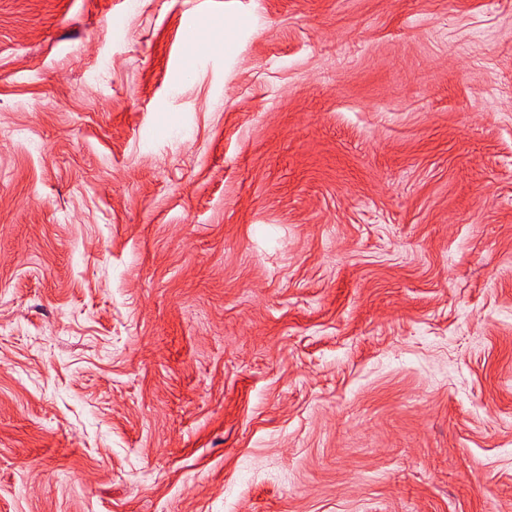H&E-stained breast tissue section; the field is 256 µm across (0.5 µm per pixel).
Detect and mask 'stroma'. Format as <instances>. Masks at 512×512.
<instances>
[{
  "instance_id": "35a3bbf8",
  "label": "stroma",
  "mask_w": 512,
  "mask_h": 512,
  "mask_svg": "<svg viewBox=\"0 0 512 512\" xmlns=\"http://www.w3.org/2000/svg\"><path fill=\"white\" fill-rule=\"evenodd\" d=\"M0 512H512V0H0Z\"/></svg>"
}]
</instances>
